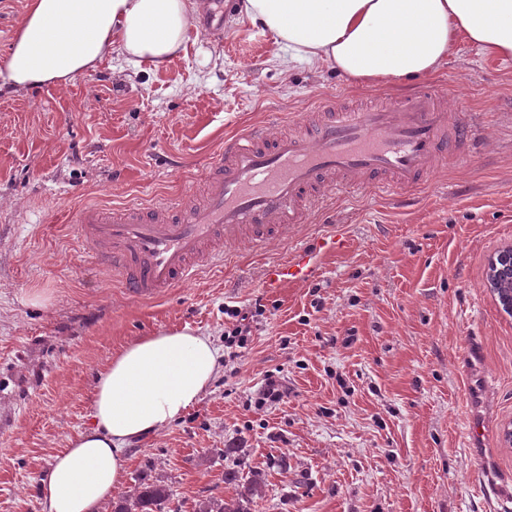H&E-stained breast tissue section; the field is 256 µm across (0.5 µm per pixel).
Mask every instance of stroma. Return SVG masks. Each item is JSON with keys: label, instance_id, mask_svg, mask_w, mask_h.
Listing matches in <instances>:
<instances>
[{"label": "stroma", "instance_id": "stroma-1", "mask_svg": "<svg viewBox=\"0 0 512 512\" xmlns=\"http://www.w3.org/2000/svg\"><path fill=\"white\" fill-rule=\"evenodd\" d=\"M273 37L224 11V35L193 32L149 72L120 48L67 88H0V512H42L52 454L86 429L97 374L129 342L191 327L224 343L225 306L261 305L253 340L225 359L203 398L127 451L125 493L162 481L170 507L231 499L224 473H265L252 512H502L512 503V316L486 286L512 246V60L458 41L428 82L478 123L405 207L334 196L286 241L229 248L223 266L136 300L93 265L70 222L82 203L180 194L241 128L278 114L288 134L325 95L380 106L408 83L355 86L334 71L285 68ZM326 224L348 245L317 278L271 292L268 262ZM283 401L256 409L267 375ZM483 435L472 442L471 421ZM512 273V248H506L500 251L496 256H494L488 265L487 275H486V284L490 290L495 293L498 297L499 304L501 305L500 297L497 291L494 289V284L498 280L500 275H504L506 273Z\"/></svg>", "mask_w": 512, "mask_h": 512}]
</instances>
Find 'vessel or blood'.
Here are the masks:
<instances>
[{
  "mask_svg": "<svg viewBox=\"0 0 512 512\" xmlns=\"http://www.w3.org/2000/svg\"><path fill=\"white\" fill-rule=\"evenodd\" d=\"M327 113L312 134L270 136L250 127L225 141L203 176V196L164 199L151 208L84 204L71 222L88 259L111 271L134 297L149 298L195 280L222 262L225 246L263 247L304 224L331 191H386L406 198L448 164L451 119L428 85L376 109H349L335 98L316 102ZM455 127V126H452ZM469 140L467 127H455ZM343 226L294 247L262 273L267 289L301 284L318 272L317 253L345 249Z\"/></svg>",
  "mask_w": 512,
  "mask_h": 512,
  "instance_id": "vessel-or-blood-1",
  "label": "vessel or blood"
}]
</instances>
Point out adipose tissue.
I'll list each match as a JSON object with an SVG mask.
<instances>
[{"mask_svg":"<svg viewBox=\"0 0 512 512\" xmlns=\"http://www.w3.org/2000/svg\"><path fill=\"white\" fill-rule=\"evenodd\" d=\"M201 0H29L0 78L15 89L64 87L113 47L156 71L185 51ZM289 63L380 86L435 73L458 39L512 58V0H240ZM220 353L191 328L129 343L99 372L92 423L51 457L43 512H103L125 485V451L208 391Z\"/></svg>","mask_w":512,"mask_h":512,"instance_id":"adipose-tissue-1","label":"adipose tissue"}]
</instances>
